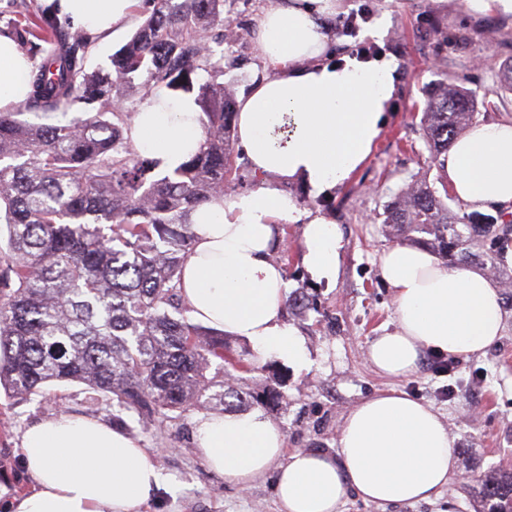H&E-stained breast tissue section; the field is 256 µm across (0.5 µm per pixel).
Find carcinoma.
Here are the masks:
<instances>
[{"label": "carcinoma", "instance_id": "carcinoma-1", "mask_svg": "<svg viewBox=\"0 0 512 512\" xmlns=\"http://www.w3.org/2000/svg\"><path fill=\"white\" fill-rule=\"evenodd\" d=\"M146 2L105 72L86 70L84 32L43 17L15 29L44 57L20 111L0 112V392L26 402L80 383L153 423L216 399L225 413L242 411L246 396L250 406L275 404L273 377L246 392L228 383L271 364L246 361L224 332L192 322L180 294L189 215L232 187L235 98L224 69L237 58L224 30L238 0ZM199 71L207 79L196 85ZM141 77L143 100L158 86L196 93L200 146L172 171L132 148L135 113L114 108ZM477 116L472 92L446 85L426 99L425 138L446 151ZM443 190L414 186L387 206L384 224L453 265L478 262L511 282L499 259L512 224L461 216ZM474 495L477 512H512V470L485 475Z\"/></svg>", "mask_w": 512, "mask_h": 512}]
</instances>
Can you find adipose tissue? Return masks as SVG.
<instances>
[{"mask_svg":"<svg viewBox=\"0 0 512 512\" xmlns=\"http://www.w3.org/2000/svg\"><path fill=\"white\" fill-rule=\"evenodd\" d=\"M49 14L89 35L116 30L135 0H45ZM336 0H281L258 14L253 36L268 70L237 99L234 125L260 183L224 195L190 216L195 235L181 295L195 321L297 364L308 360L298 331L283 319L288 285L271 256L285 224L301 227L302 262L312 281L335 283L342 238L336 224L300 209L280 189L299 182L316 195L342 185L370 156L396 98L394 59L328 56L327 19ZM32 66L0 34V111L24 101ZM191 95L154 88L130 131L134 147L171 169L201 139ZM451 193L474 209L512 213V117L478 123L439 159ZM396 323L374 338L367 358L382 376L416 373L423 351L486 353L503 332V302L476 267L450 268L426 248L394 246L380 257ZM197 445L207 465L239 488L275 472L280 512H340L349 493L379 506L429 501L458 472L454 440L429 404L394 389L356 404L336 452H284V435L261 414L202 417ZM22 462L35 493L9 512H141L164 479L139 441L98 420L61 414L29 428Z\"/></svg>","mask_w":512,"mask_h":512,"instance_id":"ef3b65f1","label":"adipose tissue"}]
</instances>
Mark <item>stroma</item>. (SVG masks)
<instances>
[{"label":"stroma","mask_w":512,"mask_h":512,"mask_svg":"<svg viewBox=\"0 0 512 512\" xmlns=\"http://www.w3.org/2000/svg\"><path fill=\"white\" fill-rule=\"evenodd\" d=\"M368 9L370 23L354 36H340L335 56L369 42L398 63L395 106L364 165L341 186L313 196L298 183L283 190L301 208L320 210L342 234L340 272L335 287L311 282L301 263V227L288 225L281 250L288 253L289 289L303 288L317 308L306 315L286 313V321L305 340L310 356L300 367L273 358L283 381L277 408L264 418L283 431L287 450L335 451L342 422L361 400L393 387L432 405L455 440L460 478L429 502L380 507L349 496L342 512H475L470 477L512 467V301L504 300V333L486 354L456 358L443 369L437 355H426L418 372L393 380L369 364L366 350L374 336L393 328L394 302L382 281L378 256L396 241L383 227V212L393 197L415 181L439 186L438 157L423 134L426 92L445 81L476 93L479 118L512 117V93L500 87L501 67L512 60V20L476 17L467 0H337L336 13ZM138 0L132 15L113 35L94 40L86 66H108L144 19ZM51 399L13 402L0 397V503L34 487L21 460V441L31 425L61 414L92 416L138 439L167 480L144 512H279L273 474L250 488L225 482L206 466L196 446L201 414L191 411L163 426L142 428L137 416L78 383L54 386Z\"/></svg>","instance_id":"stroma-1"}]
</instances>
